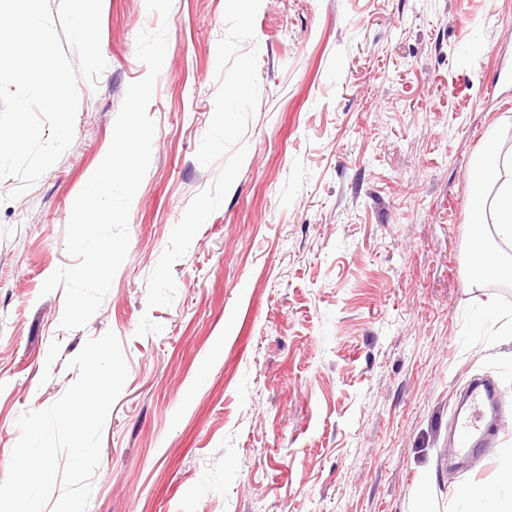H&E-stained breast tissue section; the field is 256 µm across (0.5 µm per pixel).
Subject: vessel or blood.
<instances>
[{"instance_id":"obj_1","label":"vessel or blood","mask_w":512,"mask_h":512,"mask_svg":"<svg viewBox=\"0 0 512 512\" xmlns=\"http://www.w3.org/2000/svg\"><path fill=\"white\" fill-rule=\"evenodd\" d=\"M468 399V412L457 415L454 420L453 436L456 448L471 453L488 447L491 430L501 429L507 416L491 384L472 385Z\"/></svg>"}]
</instances>
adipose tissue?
I'll return each instance as SVG.
<instances>
[{"instance_id": "1", "label": "adipose tissue", "mask_w": 512, "mask_h": 512, "mask_svg": "<svg viewBox=\"0 0 512 512\" xmlns=\"http://www.w3.org/2000/svg\"><path fill=\"white\" fill-rule=\"evenodd\" d=\"M470 174L474 185L496 187L493 200L478 193L472 202L473 242L480 247L476 255L478 273L485 279L511 281L512 261L485 246L484 228L492 226L498 240L512 244V171L507 170L505 160L491 144L472 160ZM455 497L464 504L476 505L479 512H512V455L503 459L497 485H465L456 490Z\"/></svg>"}]
</instances>
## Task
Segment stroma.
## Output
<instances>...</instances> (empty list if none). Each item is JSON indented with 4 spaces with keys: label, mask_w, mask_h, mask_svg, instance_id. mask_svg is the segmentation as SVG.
<instances>
[{
    "label": "stroma",
    "mask_w": 512,
    "mask_h": 512,
    "mask_svg": "<svg viewBox=\"0 0 512 512\" xmlns=\"http://www.w3.org/2000/svg\"><path fill=\"white\" fill-rule=\"evenodd\" d=\"M225 0H102L96 83L75 136L22 196L0 179V479L29 410L76 379L69 359L114 332L128 377L108 414L87 512H456L496 484L512 425L453 452V412L493 381L512 409V282L474 281L472 159L512 157V0H262L260 95L241 170L175 262L172 305L147 279L218 166L196 158L214 115ZM166 25L148 113L152 158L129 247L82 329L43 282L72 264L65 229L104 159L141 30ZM162 325L137 335L142 315Z\"/></svg>",
    "instance_id": "obj_1"
}]
</instances>
